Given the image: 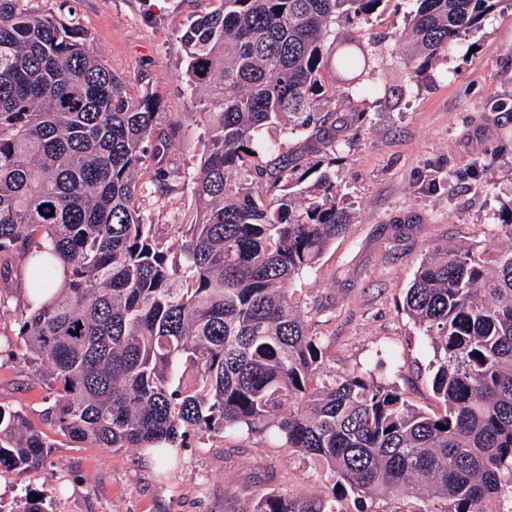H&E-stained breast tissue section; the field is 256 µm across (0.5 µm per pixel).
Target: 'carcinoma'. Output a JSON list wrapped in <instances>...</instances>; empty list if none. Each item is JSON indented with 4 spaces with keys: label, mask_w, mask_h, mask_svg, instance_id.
<instances>
[{
    "label": "carcinoma",
    "mask_w": 512,
    "mask_h": 512,
    "mask_svg": "<svg viewBox=\"0 0 512 512\" xmlns=\"http://www.w3.org/2000/svg\"><path fill=\"white\" fill-rule=\"evenodd\" d=\"M0 0V282L17 263L33 301L26 352L59 399L47 435L0 404V469L38 466L58 437L153 451L193 433L275 432L316 459L327 495L269 491L246 512H499L512 493V217L505 245H436L402 310L429 341L437 410L394 384L323 373L326 349L289 285L345 234L336 176L276 153L286 126L336 160V84L374 91L383 37L404 12L409 80L427 76L504 0H219L181 33L206 151L185 183L181 235L148 224L169 132L157 102L86 48L78 23ZM446 429H440V426ZM358 504L351 510L349 502ZM365 27L373 32H396L398 36L405 27L403 12L395 13L393 7H388L383 12L374 15Z\"/></svg>",
    "instance_id": "cac0c4a2"
}]
</instances>
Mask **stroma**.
Wrapping results in <instances>:
<instances>
[{
  "instance_id": "35a3bbf8",
  "label": "stroma",
  "mask_w": 512,
  "mask_h": 512,
  "mask_svg": "<svg viewBox=\"0 0 512 512\" xmlns=\"http://www.w3.org/2000/svg\"><path fill=\"white\" fill-rule=\"evenodd\" d=\"M69 2L85 42L135 90L152 93L174 136L163 165L173 179L195 169L206 144L181 75L180 34L216 0H23L24 9L59 13ZM369 29L391 33L372 67L384 82H402L396 33L403 14L385 9ZM340 150L332 169L352 215L315 269L295 285L315 313L327 354L323 371L370 372L397 385L422 407L433 353L402 311L421 259L439 244L496 245L495 226L512 216V0L476 34L455 42L433 76L402 99L350 91L336 106ZM488 164L478 189L476 165ZM194 210L189 192L146 201L151 224H183ZM26 274H17L0 313V403L40 423L57 396L23 362L18 322ZM329 473L316 461L247 432L192 436L170 468L138 448L51 449L24 474L0 471V512H19L26 496L49 493L52 512H244L262 493L325 494Z\"/></svg>"
}]
</instances>
